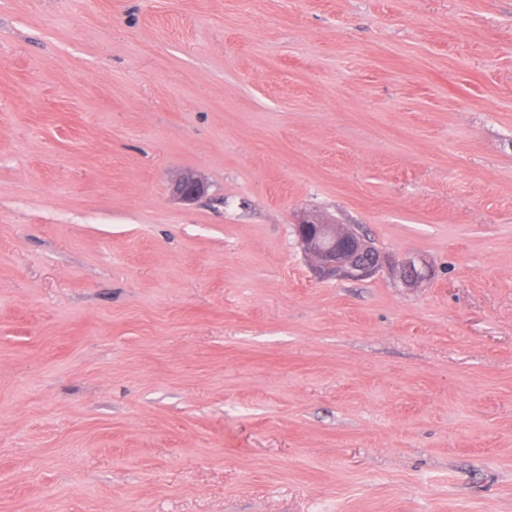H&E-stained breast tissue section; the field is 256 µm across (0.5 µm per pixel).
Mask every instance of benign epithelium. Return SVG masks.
Here are the masks:
<instances>
[{"instance_id": "1", "label": "benign epithelium", "mask_w": 512, "mask_h": 512, "mask_svg": "<svg viewBox=\"0 0 512 512\" xmlns=\"http://www.w3.org/2000/svg\"><path fill=\"white\" fill-rule=\"evenodd\" d=\"M205 192L204 182L192 173L182 175L173 187V193L184 202ZM294 233L305 254L313 259L315 275L322 280H364L384 269L405 285H416L432 276L430 267L417 256L390 260L352 224H335L310 212L294 225Z\"/></svg>"}]
</instances>
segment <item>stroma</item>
Listing matches in <instances>:
<instances>
[{
    "label": "stroma",
    "mask_w": 512,
    "mask_h": 512,
    "mask_svg": "<svg viewBox=\"0 0 512 512\" xmlns=\"http://www.w3.org/2000/svg\"><path fill=\"white\" fill-rule=\"evenodd\" d=\"M0 512H512V0H0ZM205 192L206 185L193 173L182 175L173 187V193L184 202H191ZM294 233L322 280H364L383 269L405 285H417L432 276L430 267L417 256L391 261L353 224H335L310 212L294 224Z\"/></svg>",
    "instance_id": "stroma-1"
}]
</instances>
